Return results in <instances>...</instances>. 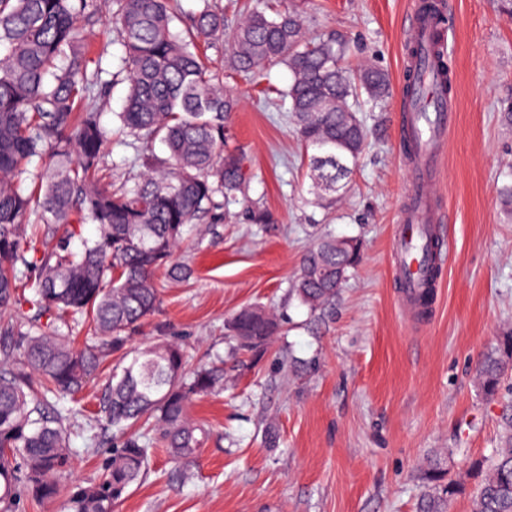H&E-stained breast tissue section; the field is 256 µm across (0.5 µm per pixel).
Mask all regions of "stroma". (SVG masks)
Returning <instances> with one entry per match:
<instances>
[{
    "label": "stroma",
    "mask_w": 512,
    "mask_h": 512,
    "mask_svg": "<svg viewBox=\"0 0 512 512\" xmlns=\"http://www.w3.org/2000/svg\"><path fill=\"white\" fill-rule=\"evenodd\" d=\"M308 34L340 32L347 62L389 74L390 97L361 103L370 145L334 208L318 205L309 177L310 152L286 110L265 104L267 85L286 87L287 68L249 83L226 86L238 98L230 148L240 150L251 177L249 196L273 213L255 224L238 214L229 224H191L176 255L190 278L164 283L158 312L132 343H182L190 367L223 363V391L194 402V417L212 435L189 480L156 451L150 469L116 512H417L428 458L463 445L454 471L466 477L471 460L497 446L505 405L512 402V370L499 393L482 397L476 369L500 337L512 334V207L501 192L512 184V123L500 112L512 98V19L501 0H445L449 94L457 120L434 185L443 229L453 250L434 294L432 311L414 319L398 306L395 274L398 214L411 180L400 150L405 101L401 60L420 0H294ZM101 78L109 86L102 124L112 130L107 164L118 176L134 150L116 135L125 85L122 48L111 25L95 27ZM354 237L363 259L323 321L288 295L304 251L320 236ZM260 305L283 319L260 356L239 350L227 323L240 308ZM308 362L294 373L289 357ZM104 373L79 396L70 481L102 473L104 451L86 450L97 431ZM279 432L266 438L268 424Z\"/></svg>",
    "instance_id": "35a3bbf8"
}]
</instances>
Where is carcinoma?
Segmentation results:
<instances>
[{"mask_svg": "<svg viewBox=\"0 0 512 512\" xmlns=\"http://www.w3.org/2000/svg\"><path fill=\"white\" fill-rule=\"evenodd\" d=\"M112 28L123 51L126 94L120 129L137 148L139 179L113 177L105 162L107 133L101 110V59L90 53V34L103 23L102 0H0V314L23 301L34 310L24 322L0 318V512H19L20 494L39 503L63 496L67 512H113L149 470L157 442L186 480L209 436L190 416L191 402L224 386V367L188 369L183 347L146 343L114 366L97 422L111 433L101 477L86 486L61 483L73 466L69 410L48 395L73 397L95 377L106 357L125 349L130 334L161 302L158 274L185 279L174 262L185 228L204 218L231 221L242 205L255 224L273 214L247 195L243 156L228 151V118L237 98L224 88V72L258 77L279 66L288 86L270 88L288 105L299 140L315 150L310 176L319 204L336 203L369 138L357 99L375 104L391 92L375 67L353 71L338 35L309 36L302 14L284 0H251L231 18L208 3L183 29L172 0H110ZM224 44V71L198 54L200 43ZM427 55L405 96L420 103L421 77L437 72ZM166 156L152 151L155 142ZM45 160L31 185L23 174ZM99 225L78 251L69 240L82 224ZM44 249L27 257V229ZM361 260L355 238L323 236L303 254L289 295L313 316L336 298ZM34 269L26 281L19 266ZM88 318L97 342L71 344L58 323ZM279 319L262 306H246L228 322L239 348L269 344ZM512 367V335L484 354L476 380L493 398ZM475 512H512V414L501 420L499 444L470 465ZM429 486L420 512H447L465 492L439 460L427 462Z\"/></svg>", "mask_w": 512, "mask_h": 512, "instance_id": "obj_1", "label": "carcinoma"}]
</instances>
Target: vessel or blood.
Returning <instances> with one entry per match:
<instances>
[{
	"label": "vessel or blood",
	"instance_id": "vessel-or-blood-1",
	"mask_svg": "<svg viewBox=\"0 0 512 512\" xmlns=\"http://www.w3.org/2000/svg\"><path fill=\"white\" fill-rule=\"evenodd\" d=\"M427 107L413 113L408 128L421 140V148L409 160L410 187L400 210L396 236L395 276L402 290L400 302L412 306L426 287L425 267L445 268L448 248L430 249L429 239L437 232L439 211L430 200L434 172L443 154V139L455 124V114L447 94L434 82H427Z\"/></svg>",
	"mask_w": 512,
	"mask_h": 512
}]
</instances>
